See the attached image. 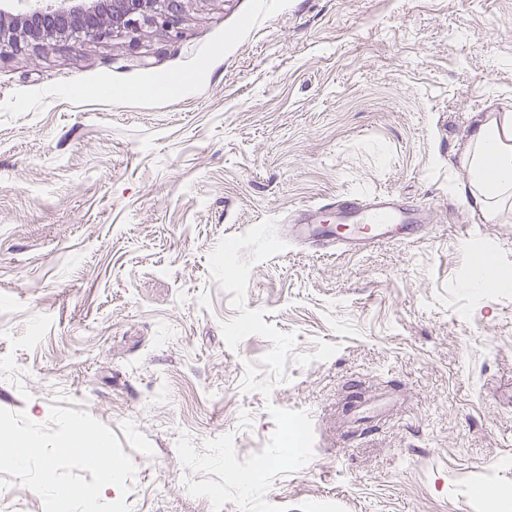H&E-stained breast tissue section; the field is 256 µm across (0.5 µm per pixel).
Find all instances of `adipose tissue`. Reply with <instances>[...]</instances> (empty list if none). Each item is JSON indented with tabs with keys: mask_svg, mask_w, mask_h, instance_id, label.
Listing matches in <instances>:
<instances>
[{
	"mask_svg": "<svg viewBox=\"0 0 512 512\" xmlns=\"http://www.w3.org/2000/svg\"><path fill=\"white\" fill-rule=\"evenodd\" d=\"M464 194L484 223L512 211V112L490 111L476 119L461 155Z\"/></svg>",
	"mask_w": 512,
	"mask_h": 512,
	"instance_id": "ef3b65f1",
	"label": "adipose tissue"
}]
</instances>
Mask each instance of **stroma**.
I'll use <instances>...</instances> for the list:
<instances>
[{
	"label": "stroma",
	"mask_w": 512,
	"mask_h": 512,
	"mask_svg": "<svg viewBox=\"0 0 512 512\" xmlns=\"http://www.w3.org/2000/svg\"><path fill=\"white\" fill-rule=\"evenodd\" d=\"M176 96L133 95L153 74ZM512 111V0H185L178 39L61 38L0 56V408L108 426L130 512H212L176 443L238 458L307 412L312 458L265 494L289 512H512V288L475 293L467 249L512 272V217L475 223L461 151ZM385 191L428 228L361 254L287 245L245 305L296 332L288 382L245 388L271 342L228 348L217 243ZM328 360L302 366L318 343Z\"/></svg>",
	"instance_id": "35a3bbf8"
}]
</instances>
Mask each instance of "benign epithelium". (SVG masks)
<instances>
[{"instance_id":"1","label":"benign epithelium","mask_w":512,"mask_h":512,"mask_svg":"<svg viewBox=\"0 0 512 512\" xmlns=\"http://www.w3.org/2000/svg\"><path fill=\"white\" fill-rule=\"evenodd\" d=\"M181 0H16L21 12L4 19L0 10V51L21 52L66 36L98 42H135L145 27L178 37Z\"/></svg>"}]
</instances>
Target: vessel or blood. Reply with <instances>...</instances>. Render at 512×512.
Returning <instances> with one entry per match:
<instances>
[{"label":"vessel or blood","mask_w":512,"mask_h":512,"mask_svg":"<svg viewBox=\"0 0 512 512\" xmlns=\"http://www.w3.org/2000/svg\"><path fill=\"white\" fill-rule=\"evenodd\" d=\"M335 209L342 216L340 226L321 223L320 209L314 206L307 210L314 218L313 223L287 227V237L300 243H314L326 252L355 254L392 241L399 231L419 230V210L396 202L385 192L340 198Z\"/></svg>","instance_id":"1"}]
</instances>
